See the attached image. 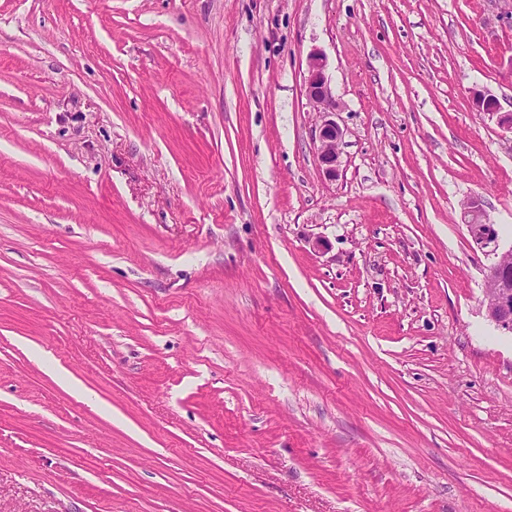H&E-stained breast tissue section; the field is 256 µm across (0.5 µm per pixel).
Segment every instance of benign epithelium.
I'll return each mask as SVG.
<instances>
[{"label":"benign epithelium","instance_id":"benign-epithelium-1","mask_svg":"<svg viewBox=\"0 0 512 512\" xmlns=\"http://www.w3.org/2000/svg\"><path fill=\"white\" fill-rule=\"evenodd\" d=\"M307 95L309 100L324 114L315 130L314 140L321 167L330 177H336V146L342 131L329 115L336 111V100L326 74L323 54L315 52L308 60ZM465 225L472 238L481 248L492 252L499 249L498 237L493 225L486 222L479 200L472 199L464 207ZM488 281L492 284L487 303V317L498 327L512 331V267L499 259L490 269Z\"/></svg>","mask_w":512,"mask_h":512}]
</instances>
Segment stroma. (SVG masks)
Segmentation results:
<instances>
[{"label": "stroma", "mask_w": 512, "mask_h": 512, "mask_svg": "<svg viewBox=\"0 0 512 512\" xmlns=\"http://www.w3.org/2000/svg\"><path fill=\"white\" fill-rule=\"evenodd\" d=\"M479 91L512 0H0V512H512ZM307 95L309 100L323 112L324 118L315 130L314 140L321 167L332 178L336 175V146L342 137V131L336 121L329 118L336 112V100L326 74V61L322 53L315 52L308 60ZM464 221L476 244L482 249L491 248L490 252L497 254L499 243L496 231L493 224H487L478 199L470 200L464 207Z\"/></svg>", "instance_id": "35a3bbf8"}]
</instances>
